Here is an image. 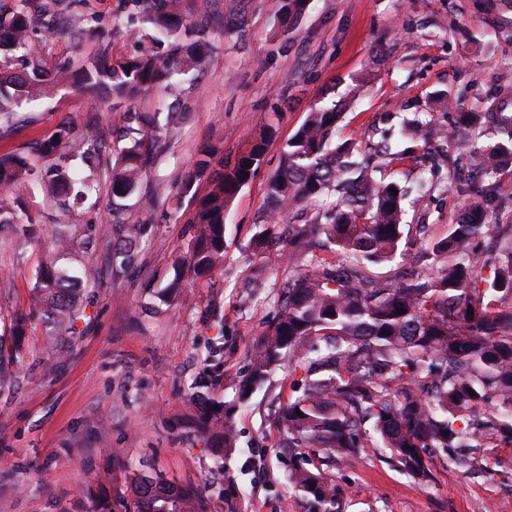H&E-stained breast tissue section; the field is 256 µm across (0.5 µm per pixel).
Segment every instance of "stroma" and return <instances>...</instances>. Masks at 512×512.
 <instances>
[{"label": "stroma", "mask_w": 512, "mask_h": 512, "mask_svg": "<svg viewBox=\"0 0 512 512\" xmlns=\"http://www.w3.org/2000/svg\"><path fill=\"white\" fill-rule=\"evenodd\" d=\"M42 2L48 12L37 34L50 66L78 65L103 48L113 57L140 48L112 23L124 0ZM197 7L210 20L211 52L181 98L183 124L167 134V150L144 183L180 181L205 146L228 158L245 152L276 105L283 113L277 139L229 208L223 266L157 313L145 307L174 277L173 259L190 238L188 219L210 190L208 178L196 179L193 197L176 212L129 208L126 221L145 225L146 233L126 272L109 263L115 234L107 195L72 212L70 224L95 227L100 247L92 261L100 284L60 359H48L52 332L30 314L32 274L54 226L43 225L40 241L21 253L0 240V345L11 348L10 324L25 321L20 359L9 367L10 381L0 384V512H100L105 504L124 512L135 500L133 478L142 474L202 492L206 512H302L273 424L290 393L287 367L240 407L238 441L220 470L197 430L187 390L217 343L224 347L215 362L221 379L209 395L232 400L248 350L275 314L288 266L273 249L254 255L249 241L266 181L280 167L282 142L312 106L339 99L348 102L339 125L344 139L376 136L416 112L447 124L455 112L487 111L498 93L512 115V0H309L286 27L281 0H252L240 31L224 30L221 0H197ZM76 15L89 20L79 41L69 34ZM439 90L447 92L450 110L433 105ZM168 104L150 92L131 107L163 112ZM131 107L109 100L98 106L89 92L59 87L12 121L0 119V153L28 150L65 121L78 127L94 121L105 135L118 133ZM396 178L424 182L423 197L406 207V222L425 225L428 238L447 236L469 201L449 174L425 178L406 165ZM259 266L263 286L241 305V284ZM389 456L371 448L357 466L333 470L347 491L345 512H512V447L487 449L472 472L431 450L432 477L424 484L397 470Z\"/></svg>", "instance_id": "obj_1"}]
</instances>
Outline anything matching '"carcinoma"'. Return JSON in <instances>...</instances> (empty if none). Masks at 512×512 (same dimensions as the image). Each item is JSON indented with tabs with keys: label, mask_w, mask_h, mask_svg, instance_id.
I'll use <instances>...</instances> for the list:
<instances>
[{
	"label": "carcinoma",
	"mask_w": 512,
	"mask_h": 512,
	"mask_svg": "<svg viewBox=\"0 0 512 512\" xmlns=\"http://www.w3.org/2000/svg\"><path fill=\"white\" fill-rule=\"evenodd\" d=\"M19 2L10 16H0L1 118L12 120L23 105L67 84L131 105L153 90L172 102L167 112L134 115L116 143L93 125L59 126L38 144L37 153L51 159L44 167L22 153L1 154L0 234L10 231L23 248L42 223L37 195L66 213L105 179L112 223L121 233L110 261L125 271L135 263L133 249L144 231L119 220L129 201L152 210L191 192L194 180L207 174L211 190L191 214L193 235L175 260L174 278L156 295L169 306L183 285L224 265L226 209L255 175L280 113L234 159L203 149L179 184L145 187L143 174L164 148L160 133L183 120V78L201 71L211 51L207 20L197 15L195 0H130L134 10L114 21L138 40L140 52L112 59L101 53L53 70L36 34L41 6ZM487 116L493 137L480 145L469 132ZM342 117L336 103L311 108L283 145L282 165L266 185V209L250 247L257 254L281 247L293 274L280 286L266 332L252 345L236 400L204 398V390L216 385L209 374L191 384L189 398L220 465L224 450L236 443L237 408L288 361L301 379L278 407L276 423L303 512H343L346 491L327 472L353 467L367 448L389 449L399 470L425 483L431 448L451 452L454 463L469 470L476 465L473 449L512 446V226L489 217L497 177L512 172V115L459 112L452 126L436 128L406 117L391 134L401 146L395 152L386 143L338 138ZM420 140L436 169L448 165L444 143L453 142V176L465 177L460 190L472 196L448 236L428 246L405 233L403 202L413 189L387 173L395 162L416 161L410 143ZM243 171L249 173L244 180ZM329 193L336 195L332 207L311 223H298L311 201ZM480 238L496 243V251H476ZM403 244L418 247L416 266L386 281L365 275L367 265L393 261ZM96 245L91 224L78 234L60 231L33 275L32 313L53 329L54 352L63 353L76 334L77 287L97 283L89 260ZM303 448L321 449L320 465L309 466ZM135 492L134 512H205L197 492L163 480L138 477Z\"/></svg>",
	"instance_id": "carcinoma-1"
}]
</instances>
